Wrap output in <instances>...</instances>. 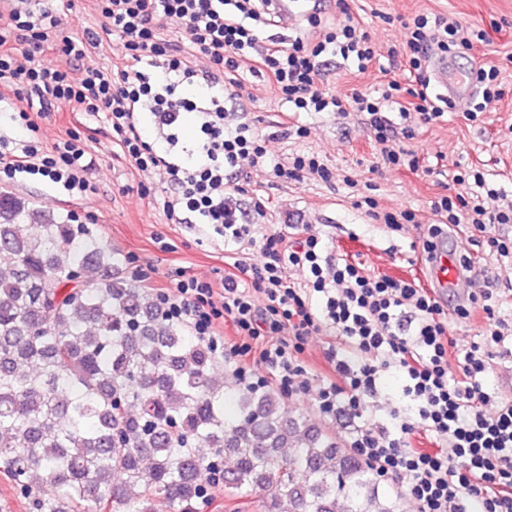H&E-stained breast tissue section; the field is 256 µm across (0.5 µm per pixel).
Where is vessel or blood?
<instances>
[{"instance_id": "vessel-or-blood-1", "label": "vessel or blood", "mask_w": 512, "mask_h": 512, "mask_svg": "<svg viewBox=\"0 0 512 512\" xmlns=\"http://www.w3.org/2000/svg\"><path fill=\"white\" fill-rule=\"evenodd\" d=\"M270 4L280 23L293 25L309 14L328 10L331 0H270ZM432 69L437 85L454 104H467L474 96L475 88L466 69L439 58L433 60ZM462 249L455 238L449 245L437 246L429 267L438 300L452 307L469 302L475 288L474 275Z\"/></svg>"}]
</instances>
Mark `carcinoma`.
<instances>
[{
	"instance_id": "carcinoma-1",
	"label": "carcinoma",
	"mask_w": 512,
	"mask_h": 512,
	"mask_svg": "<svg viewBox=\"0 0 512 512\" xmlns=\"http://www.w3.org/2000/svg\"><path fill=\"white\" fill-rule=\"evenodd\" d=\"M217 362L86 225L0 193V473L30 512H196L211 466L261 512H397L335 434Z\"/></svg>"
}]
</instances>
